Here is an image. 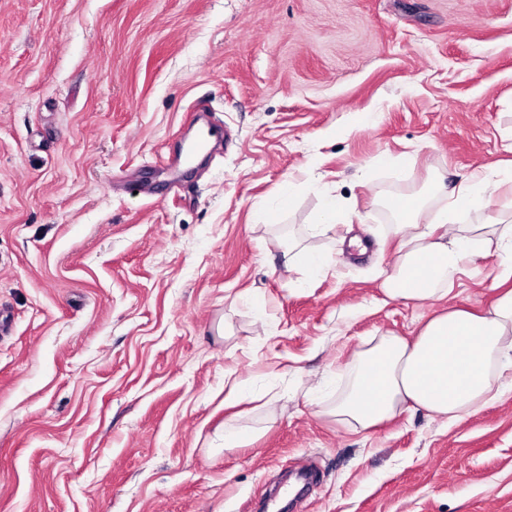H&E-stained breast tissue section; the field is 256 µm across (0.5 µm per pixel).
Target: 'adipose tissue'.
I'll use <instances>...</instances> for the list:
<instances>
[{
    "label": "adipose tissue",
    "mask_w": 512,
    "mask_h": 512,
    "mask_svg": "<svg viewBox=\"0 0 512 512\" xmlns=\"http://www.w3.org/2000/svg\"><path fill=\"white\" fill-rule=\"evenodd\" d=\"M489 194L487 179L471 174L449 191L447 205L428 224L419 203L394 202L399 222L414 232L384 275L385 294L412 301L446 297L464 266L494 248L510 257L499 279L512 278V231L498 232L492 223L460 225L462 212ZM352 366L348 393L330 409L339 421L366 429L406 409L460 419L496 399L502 383L512 384V290L487 312L451 309L431 318L414 340L385 333L376 345L356 351Z\"/></svg>",
    "instance_id": "adipose-tissue-1"
}]
</instances>
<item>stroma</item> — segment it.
Listing matches in <instances>:
<instances>
[{"label": "stroma", "mask_w": 512, "mask_h": 512, "mask_svg": "<svg viewBox=\"0 0 512 512\" xmlns=\"http://www.w3.org/2000/svg\"><path fill=\"white\" fill-rule=\"evenodd\" d=\"M478 168L512 172V0H0V512H279L306 463L299 512H512V391L326 413L354 350L498 296L494 252L444 300L376 277L389 202Z\"/></svg>", "instance_id": "1"}]
</instances>
